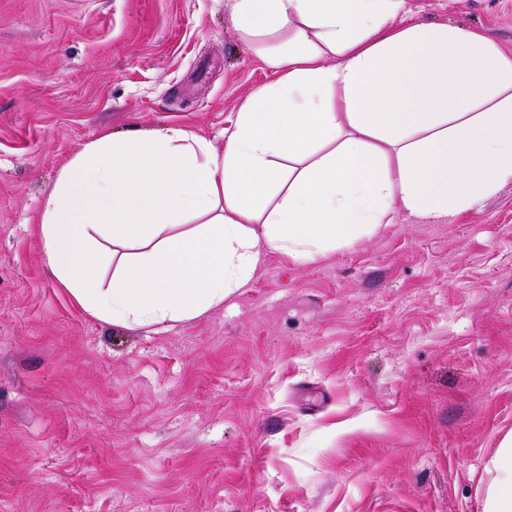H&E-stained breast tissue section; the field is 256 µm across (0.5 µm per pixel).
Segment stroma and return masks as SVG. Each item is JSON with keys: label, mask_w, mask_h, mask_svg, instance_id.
Instances as JSON below:
<instances>
[{"label": "stroma", "mask_w": 512, "mask_h": 512, "mask_svg": "<svg viewBox=\"0 0 512 512\" xmlns=\"http://www.w3.org/2000/svg\"><path fill=\"white\" fill-rule=\"evenodd\" d=\"M225 0H0V512H483L512 432V182L155 333L83 313L32 232L103 135L221 133L276 76ZM512 54V0H407Z\"/></svg>", "instance_id": "1"}]
</instances>
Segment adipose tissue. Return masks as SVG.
Wrapping results in <instances>:
<instances>
[{
    "label": "adipose tissue",
    "mask_w": 512,
    "mask_h": 512,
    "mask_svg": "<svg viewBox=\"0 0 512 512\" xmlns=\"http://www.w3.org/2000/svg\"><path fill=\"white\" fill-rule=\"evenodd\" d=\"M278 75L223 150L180 127L87 143L36 232L90 317L162 331L245 288L263 250L306 262L403 211L444 222L512 182V56L478 31L397 25L406 0H228ZM484 512H512V435Z\"/></svg>",
    "instance_id": "adipose-tissue-1"
}]
</instances>
